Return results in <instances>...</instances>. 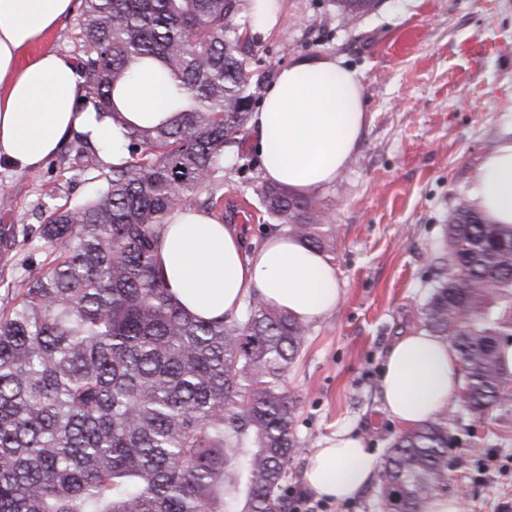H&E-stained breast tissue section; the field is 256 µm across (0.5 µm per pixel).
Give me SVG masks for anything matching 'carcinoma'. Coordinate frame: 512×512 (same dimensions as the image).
Wrapping results in <instances>:
<instances>
[{
    "instance_id": "1",
    "label": "carcinoma",
    "mask_w": 512,
    "mask_h": 512,
    "mask_svg": "<svg viewBox=\"0 0 512 512\" xmlns=\"http://www.w3.org/2000/svg\"><path fill=\"white\" fill-rule=\"evenodd\" d=\"M347 20L375 0H338ZM240 0H83L79 63L97 119L140 64L173 82L169 122L124 133L127 159L96 193L55 209L38 233V274L0 308V512H286L302 447L288 389L310 325L249 298L207 321L179 305L156 255L168 214L217 206L224 152L241 144L254 94L240 58ZM265 234L336 249L329 208L261 186ZM422 311L452 338L462 401L483 416L512 402L491 317L512 305V224L461 201ZM448 418L398 435L378 470L383 512H424L448 485Z\"/></svg>"
}]
</instances>
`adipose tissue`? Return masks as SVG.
Instances as JSON below:
<instances>
[{
  "label": "adipose tissue",
  "mask_w": 512,
  "mask_h": 512,
  "mask_svg": "<svg viewBox=\"0 0 512 512\" xmlns=\"http://www.w3.org/2000/svg\"><path fill=\"white\" fill-rule=\"evenodd\" d=\"M72 0H0V163L35 171L74 131L111 144L125 158L122 123L97 120L82 105L76 66L45 47L71 13ZM41 50L29 54L28 49ZM170 93L155 72L137 71L117 93L124 118L140 126L167 119ZM368 124L360 75L333 57L300 59L283 69L253 114L252 146L264 180L305 195L328 185L351 163ZM477 207L512 224V140L488 153L474 176ZM157 264L181 306L206 320L238 316L247 299L312 324L343 299L339 273L324 253L287 234L245 244L236 225L193 207L172 213ZM382 408L411 429L445 414L461 388V363L447 339L416 330L391 345L380 379ZM378 462L364 437L339 429L314 448L303 481L318 498L342 501L373 482Z\"/></svg>",
  "instance_id": "obj_1"
}]
</instances>
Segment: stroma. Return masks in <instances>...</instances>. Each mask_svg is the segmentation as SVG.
Segmentation results:
<instances>
[{
  "label": "stroma",
  "instance_id": "35a3bbf8",
  "mask_svg": "<svg viewBox=\"0 0 512 512\" xmlns=\"http://www.w3.org/2000/svg\"><path fill=\"white\" fill-rule=\"evenodd\" d=\"M236 21L257 96L296 58L336 57L361 75L369 117L352 162L314 192L336 228L331 260L344 296L312 324L289 371L303 443L288 474L293 498L306 491L302 474L321 438L348 428L381 457L400 432L381 406L387 350L396 336L421 328L448 213L471 200L481 159L512 138V0H379L353 23L336 0H283L270 34L251 32L246 10ZM73 156L68 141L35 172L0 169L1 307L42 264L30 232L49 209L93 190ZM261 182L249 147L226 154L217 211L233 216L249 243L266 220ZM447 417L455 442L446 494L461 512H494L512 499V405L478 418L457 400Z\"/></svg>",
  "mask_w": 512,
  "mask_h": 512
}]
</instances>
